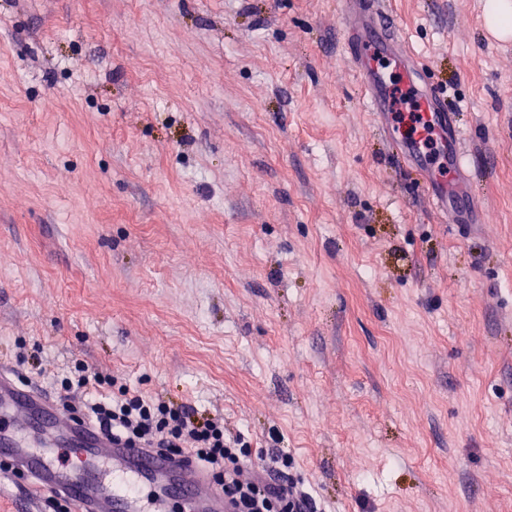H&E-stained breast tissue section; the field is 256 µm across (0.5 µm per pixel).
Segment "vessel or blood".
Here are the masks:
<instances>
[{
	"instance_id": "1",
	"label": "vessel or blood",
	"mask_w": 512,
	"mask_h": 512,
	"mask_svg": "<svg viewBox=\"0 0 512 512\" xmlns=\"http://www.w3.org/2000/svg\"><path fill=\"white\" fill-rule=\"evenodd\" d=\"M340 5L346 43L373 123L388 125V80L378 65L385 56L402 86L415 93L434 140L430 149L407 138L400 147L407 164L423 176L428 202L452 220L485 223L486 202L473 197L465 184L463 132L447 113L440 89L429 83L418 60L392 32L378 0H340ZM0 459L10 464L0 471V481L21 472L28 479L31 498L59 494L69 500L73 512H168L172 490L182 496V512L230 509L189 458L113 443L2 367Z\"/></svg>"
}]
</instances>
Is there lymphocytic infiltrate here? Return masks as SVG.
I'll return each instance as SVG.
<instances>
[{"label": "lymphocytic infiltrate", "mask_w": 512, "mask_h": 512, "mask_svg": "<svg viewBox=\"0 0 512 512\" xmlns=\"http://www.w3.org/2000/svg\"><path fill=\"white\" fill-rule=\"evenodd\" d=\"M84 410L113 440L189 456L212 475L233 512H319L309 485L294 475L290 456H253L242 437L226 436L223 420L201 417L194 407L123 389L86 400Z\"/></svg>", "instance_id": "lymphocytic-infiltrate-1"}]
</instances>
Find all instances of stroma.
<instances>
[{"label":"stroma","instance_id":"35a3bbf8","mask_svg":"<svg viewBox=\"0 0 512 512\" xmlns=\"http://www.w3.org/2000/svg\"><path fill=\"white\" fill-rule=\"evenodd\" d=\"M339 0H0V363L294 458L323 512H512V38L384 0L496 223L444 224ZM104 384H112V377L103 375L99 371H90L89 367L79 364L71 377H66L61 381L60 395L66 400L72 398L74 394L89 390V387H102Z\"/></svg>","mask_w":512,"mask_h":512}]
</instances>
